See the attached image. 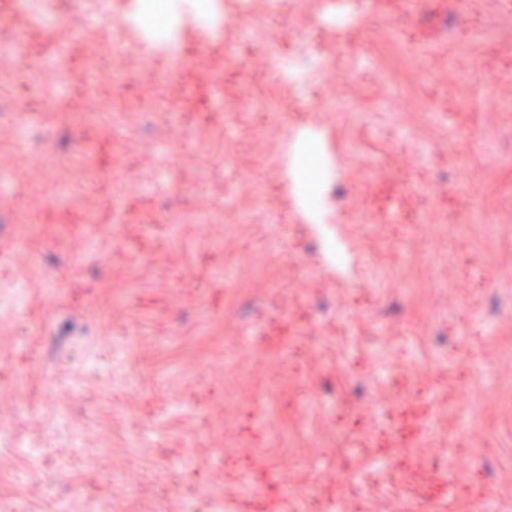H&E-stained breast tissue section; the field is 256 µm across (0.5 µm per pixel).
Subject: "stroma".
Listing matches in <instances>:
<instances>
[{"mask_svg": "<svg viewBox=\"0 0 512 512\" xmlns=\"http://www.w3.org/2000/svg\"><path fill=\"white\" fill-rule=\"evenodd\" d=\"M226 0L233 56L185 114L167 58L135 76L0 72V507L7 512H512V0ZM262 24L265 41L243 39ZM493 38H484L486 30ZM314 59L282 84L271 58ZM121 102L120 128L93 111ZM27 110L19 132L11 112ZM323 128L321 269L275 156ZM55 156L64 193L43 187ZM32 223H22V216ZM302 229L317 241L324 259V271L335 275L336 278L345 277L349 268L350 252L337 229L336 239L323 224H302Z\"/></svg>", "mask_w": 512, "mask_h": 512, "instance_id": "obj_1", "label": "stroma"}]
</instances>
